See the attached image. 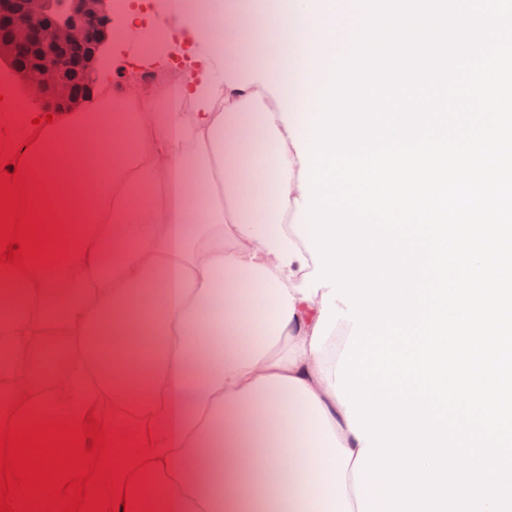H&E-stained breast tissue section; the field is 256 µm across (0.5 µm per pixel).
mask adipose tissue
Returning <instances> with one entry per match:
<instances>
[{
    "label": "adipose tissue",
    "mask_w": 512,
    "mask_h": 512,
    "mask_svg": "<svg viewBox=\"0 0 512 512\" xmlns=\"http://www.w3.org/2000/svg\"><path fill=\"white\" fill-rule=\"evenodd\" d=\"M352 0H288L251 14L224 5V41L200 22L223 83L183 87L187 106L130 82L34 127L0 78V126L65 224L69 259L0 273V372L37 415H84L98 396L112 424L147 417L155 512H360L364 443L336 395L334 338L312 341L321 293L305 224L300 157L332 53L349 42ZM259 33L240 52V29ZM119 152L95 167L105 145ZM68 161L48 169L51 148ZM205 198L193 207V198ZM63 342L95 390L37 392L32 361Z\"/></svg>",
    "instance_id": "adipose-tissue-1"
}]
</instances>
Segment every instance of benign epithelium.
Here are the masks:
<instances>
[{
	"mask_svg": "<svg viewBox=\"0 0 512 512\" xmlns=\"http://www.w3.org/2000/svg\"><path fill=\"white\" fill-rule=\"evenodd\" d=\"M0 21L9 24L13 40L33 47L34 55L18 77L22 87L37 99H49L60 112L75 104L69 74L79 67L93 82L105 67L107 49L116 39L112 31V0H0ZM96 28L99 37L88 60L74 65L63 48Z\"/></svg>",
	"mask_w": 512,
	"mask_h": 512,
	"instance_id": "1",
	"label": "benign epithelium"
}]
</instances>
